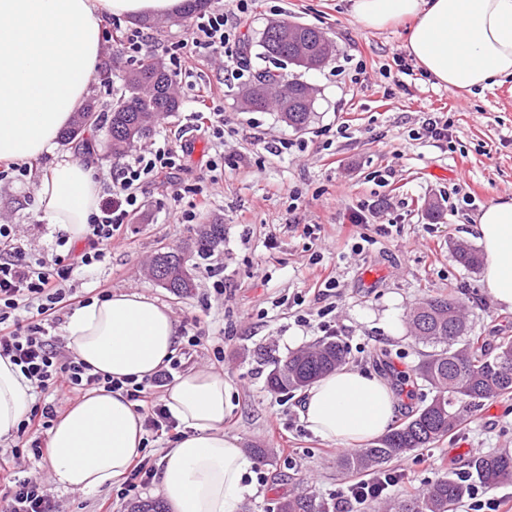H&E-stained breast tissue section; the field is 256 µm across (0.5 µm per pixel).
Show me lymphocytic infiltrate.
Returning <instances> with one entry per match:
<instances>
[{"instance_id":"f902f5d3","label":"lymphocytic infiltrate","mask_w":512,"mask_h":512,"mask_svg":"<svg viewBox=\"0 0 512 512\" xmlns=\"http://www.w3.org/2000/svg\"><path fill=\"white\" fill-rule=\"evenodd\" d=\"M247 9V0H237L235 10L217 8L195 17L190 24L191 49L207 56H232L230 38ZM176 157L173 149H145L113 167L112 184L90 226L88 247L82 251L33 259L25 251L18 225L0 224V357L20 366L38 396L17 427L19 435L30 439L27 452L33 461L44 455L43 437L57 417L60 399L89 389L122 392L144 417L146 441H156L178 428L158 390L173 381L183 357L203 346L202 337L188 336L168 367L138 381L91 372L76 354H62L50 334L64 311L81 299L71 283L73 274L103 260L127 216L140 208L138 189L173 168ZM21 454L16 448L0 453V512H58L42 478L18 475Z\"/></svg>"}]
</instances>
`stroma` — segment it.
I'll list each match as a JSON object with an SVG mask.
<instances>
[{
	"label": "stroma",
	"instance_id": "1",
	"mask_svg": "<svg viewBox=\"0 0 512 512\" xmlns=\"http://www.w3.org/2000/svg\"><path fill=\"white\" fill-rule=\"evenodd\" d=\"M278 20L321 28L336 46L321 69L295 71L315 90L311 121L300 131L277 113L244 111V80L226 82L227 59L192 51L186 27L151 32L150 54L179 61L192 79L179 83L181 110L159 123L148 145L189 142L194 150L139 189L141 209L128 216L103 262L75 277L82 292L153 297L168 307L179 333L205 337L204 346L183 359L184 368L223 373L231 387L225 433L241 448L267 451L258 474L248 477L256 492L241 512H277L298 492L330 508L354 481L340 467L343 450L307 429L299 393L266 387L274 361L323 339L322 324L336 325L350 366L395 390L397 424L427 396L423 387L398 380L431 351L406 323L411 308L450 292L466 305L474 335L490 344L512 336V311L485 293L481 270L464 268L453 255L455 243L476 245L471 226L484 206L512 197V78L471 94L426 75H402L411 61L406 24L364 29L351 0H251L238 36L252 71L271 67L257 41ZM203 85L224 108L220 142L195 117ZM431 112L450 121L447 139L421 135ZM281 141L290 150L267 151V144ZM70 153L57 146L28 165L22 180L0 182V222L19 225L42 255L63 248L35 212L38 174ZM200 189L210 196L208 207L193 223L178 222L176 213L191 210ZM462 193L471 204L459 201ZM428 202L438 216L426 213ZM356 211L364 215L358 231L367 238L357 253L347 236ZM213 222L223 225L224 241L210 259L198 261L191 296H175L150 279L146 265L155 253L184 246ZM307 224L312 234H304ZM387 224L392 233H384ZM217 272L224 277L220 295L213 289ZM329 273L337 288L324 295L321 282ZM299 296L300 306L294 303ZM474 448L512 452V398L484 402L435 448L392 463L391 471L407 474L392 497L469 472ZM52 492L59 512H130L132 499L117 498L112 486L92 494L57 486Z\"/></svg>",
	"mask_w": 512,
	"mask_h": 512
}]
</instances>
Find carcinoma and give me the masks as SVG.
<instances>
[{
	"label": "carcinoma",
	"instance_id": "obj_1",
	"mask_svg": "<svg viewBox=\"0 0 512 512\" xmlns=\"http://www.w3.org/2000/svg\"><path fill=\"white\" fill-rule=\"evenodd\" d=\"M211 7V0H184L181 12L169 20L173 25H187L199 13ZM299 44L288 42V22L262 31L260 46L265 57L299 66L301 53H308L315 68L331 59L334 45L323 42L321 31L302 26L297 31ZM112 64L99 75L108 99H90L77 112L60 139L74 149L88 146L89 138L107 131L112 155L122 156L139 144L137 133L143 126L155 131L159 121L181 108L175 77L157 57L143 55L122 68L119 80H113ZM308 84L297 80L269 98L248 97V112L275 111L289 127L304 129L311 113L305 105ZM224 241V225L205 224L188 244L193 256L207 259ZM457 261L476 270L483 258L476 248L460 243L454 249ZM151 276L165 281L163 288L176 296H189L195 280L182 276L180 261L158 263ZM413 335L421 342L440 347L426 355L415 370L414 379L432 391L431 399L408 419L388 430L374 445L359 448L344 456L340 466L349 474L386 469L403 455L431 448L453 434L465 421L463 408L512 395V338L501 337L493 350L475 341L463 313L462 302L454 295L430 296L408 315ZM347 364V351L339 340L325 339L306 349L278 360L267 376V387L274 393H290L307 387L321 376ZM478 481L487 488L512 483V453L501 451L479 456L473 463ZM471 487L448 476L426 489L389 503V512H455L456 505ZM278 512H315L310 497L294 494L281 502Z\"/></svg>",
	"mask_w": 512,
	"mask_h": 512
}]
</instances>
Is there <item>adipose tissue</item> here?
<instances>
[{
	"label": "adipose tissue",
	"instance_id": "1",
	"mask_svg": "<svg viewBox=\"0 0 512 512\" xmlns=\"http://www.w3.org/2000/svg\"><path fill=\"white\" fill-rule=\"evenodd\" d=\"M184 0H0V162L52 154L60 132L90 98L103 52L102 19L158 17ZM363 28L408 22L406 48L436 83L468 92L512 77V0H352ZM93 167L55 162L39 179L36 212L68 243L89 232L100 186ZM474 229L485 255L483 286L512 310V198L486 205ZM93 372L138 380L167 366L179 345L170 310L137 291L77 308L64 327ZM228 384L195 367L162 396L181 436L158 463L159 490L172 512H239L253 494L243 479L255 461L225 434ZM34 397L19 366L0 357V437L11 434ZM302 419L316 436L345 446L381 435L397 397L378 376L343 367L302 393ZM143 417L118 392L87 391L46 434L57 484L86 494L111 485L142 457Z\"/></svg>",
	"mask_w": 512,
	"mask_h": 512
}]
</instances>
